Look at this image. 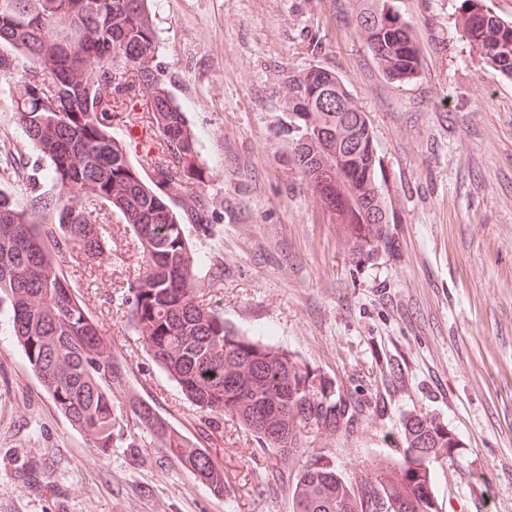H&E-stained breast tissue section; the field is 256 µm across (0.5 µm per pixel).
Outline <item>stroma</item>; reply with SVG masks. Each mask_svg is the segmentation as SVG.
<instances>
[{"label":"stroma","instance_id":"35a3bbf8","mask_svg":"<svg viewBox=\"0 0 512 512\" xmlns=\"http://www.w3.org/2000/svg\"><path fill=\"white\" fill-rule=\"evenodd\" d=\"M463 0H394L420 64L379 71L352 0H151L157 65L205 170L184 232L205 301L253 339L287 350L354 402L352 428L313 432L350 481L402 459L404 418L432 414L460 442L434 463L439 512H512V80L485 66L459 26ZM336 72L365 114L392 222L388 245L353 258L289 157L298 131L289 75ZM0 78V189L28 204L46 166ZM101 266L62 269L112 341L129 395L152 402L224 470L223 494L194 480L127 416L99 451L53 406L0 322V512H291L298 468L230 418H208L128 325L139 269L120 216Z\"/></svg>","mask_w":512,"mask_h":512}]
</instances>
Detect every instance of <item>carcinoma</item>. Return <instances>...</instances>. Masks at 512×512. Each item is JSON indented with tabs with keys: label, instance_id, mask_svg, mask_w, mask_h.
I'll return each mask as SVG.
<instances>
[{
	"label": "carcinoma",
	"instance_id": "cac0c4a2",
	"mask_svg": "<svg viewBox=\"0 0 512 512\" xmlns=\"http://www.w3.org/2000/svg\"><path fill=\"white\" fill-rule=\"evenodd\" d=\"M147 0H0V76L21 71L18 123L48 162L49 189L26 207L0 191V316L56 409L95 448L112 446L123 419L112 397L125 371L98 323L60 269L77 253L106 251L100 224L119 213L134 233L138 277L129 284L130 320L150 359L202 412L228 416L282 467L302 455L308 431L336 433L349 418L288 351L240 334L198 300L196 266L172 195L203 180L185 112L157 70V35ZM356 23L378 68L408 80L418 67L412 28L390 0H358ZM460 26L481 61L512 79V22L484 0H464ZM143 105L150 141L141 163L112 136V93ZM288 105L306 113L293 163L339 224L349 249L367 258L388 242L389 207L378 182L367 122L336 73L288 77ZM132 415L197 481L224 493V470L146 400ZM404 457L377 466L357 488L323 455L299 467L292 512H439L431 463L452 457L456 436L433 416L402 424Z\"/></svg>",
	"mask_w": 512,
	"mask_h": 512
}]
</instances>
